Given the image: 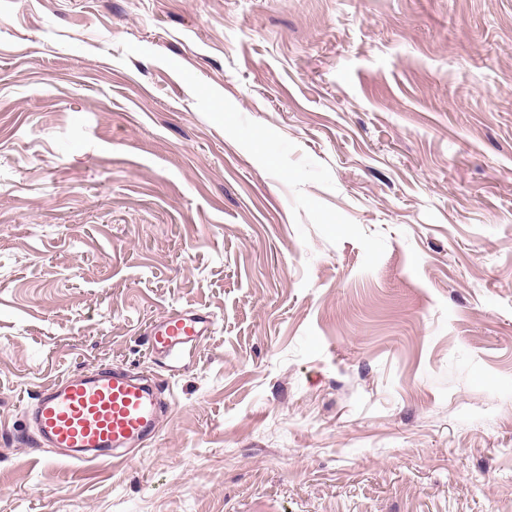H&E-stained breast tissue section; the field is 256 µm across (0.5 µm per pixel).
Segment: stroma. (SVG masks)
<instances>
[{
    "label": "stroma",
    "mask_w": 512,
    "mask_h": 512,
    "mask_svg": "<svg viewBox=\"0 0 512 512\" xmlns=\"http://www.w3.org/2000/svg\"><path fill=\"white\" fill-rule=\"evenodd\" d=\"M0 512H512V0H0ZM210 326L209 318L203 313L173 310L159 321L147 341L154 351L172 356L200 341ZM161 408L140 379L101 368L41 391L25 414V431L49 448H65L76 466L124 459L130 448L155 437Z\"/></svg>",
    "instance_id": "35a3bbf8"
}]
</instances>
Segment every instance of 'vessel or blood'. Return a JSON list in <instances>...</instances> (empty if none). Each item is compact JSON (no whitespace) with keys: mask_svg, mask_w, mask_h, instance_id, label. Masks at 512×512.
I'll list each match as a JSON object with an SVG mask.
<instances>
[{"mask_svg":"<svg viewBox=\"0 0 512 512\" xmlns=\"http://www.w3.org/2000/svg\"><path fill=\"white\" fill-rule=\"evenodd\" d=\"M211 326L195 310L164 316L147 341L161 354L193 346ZM161 405L155 392L126 371L101 368L53 383L41 391L25 415V428L45 445L62 448L74 465L125 457L157 432Z\"/></svg>","mask_w":512,"mask_h":512,"instance_id":"obj_1","label":"vessel or blood"}]
</instances>
